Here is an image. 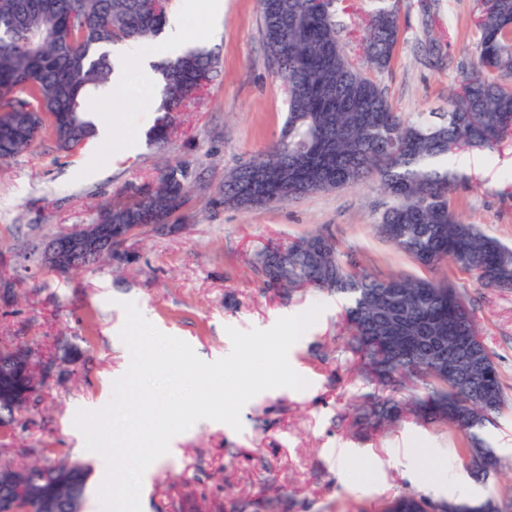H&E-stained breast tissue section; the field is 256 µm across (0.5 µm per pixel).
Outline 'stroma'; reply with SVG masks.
Here are the masks:
<instances>
[{
  "mask_svg": "<svg viewBox=\"0 0 512 512\" xmlns=\"http://www.w3.org/2000/svg\"><path fill=\"white\" fill-rule=\"evenodd\" d=\"M475 9L476 0H400L398 43L380 77L396 111L413 115L446 107L448 78L473 39ZM259 25L258 0H224L218 17L205 0H196L184 40L203 41L217 52L219 75L198 103L180 112L164 146L146 139L160 115L162 89L136 78L123 97L108 94L94 105L111 122L112 141L93 139L62 152L44 136L0 163V274L19 265L26 247L59 227L92 223L101 207L128 199L167 168L185 170L189 186L171 219L175 231L138 229L126 245L128 264L104 262L68 276L37 266L13 296L0 289V348L32 350L46 364L39 402L10 436H0V460L81 461L93 467L89 491L100 489L105 474L96 453L85 449L75 416L81 409H103L113 398L112 372L125 360L124 302H135L161 332L184 340L207 362L230 353L227 327L257 329L279 314H300L321 303L324 311L291 352V366L308 387L258 394L243 407L238 431L196 422L184 432L177 457L155 467L142 512H170L186 482L220 503L258 500L270 475L295 500L293 512H381L400 493H424L432 477L427 468L414 480L394 465L403 448L418 443L465 465L466 441L446 425L407 420L366 440L353 434V406L370 387L340 351L342 303L309 290L282 299L255 268L264 247L322 232L332 237L343 262L379 277H445L469 301L509 399L487 435L503 467L473 488L478 497L512 502V292L480 287L455 265L427 271L398 252L376 232L392 200L370 181L262 208L225 205V175L278 138L287 112L284 82L267 59ZM128 144L132 154L121 157ZM487 155L501 163L497 178L461 168L454 207L512 245V141ZM340 448L363 455L342 462L336 458ZM231 449L236 459H229Z\"/></svg>",
  "mask_w": 512,
  "mask_h": 512,
  "instance_id": "1",
  "label": "stroma"
}]
</instances>
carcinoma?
Segmentation results:
<instances>
[{"mask_svg": "<svg viewBox=\"0 0 512 512\" xmlns=\"http://www.w3.org/2000/svg\"><path fill=\"white\" fill-rule=\"evenodd\" d=\"M20 0H0V161L25 152L48 135L61 151L94 136L86 103L110 87V49L142 45L165 32L172 0H32L15 22ZM345 26L335 2L321 13L310 0H261L260 32L268 59L285 80L288 101L277 139L256 159L224 179V202L249 209L376 181L395 203L382 214L378 233L417 265L432 270L452 262L473 273L484 288L512 290V248L463 221L452 202L459 179L439 164L464 149L492 148L512 139V0H483L474 17L471 52L448 85V109L415 117L394 110L379 83L399 38V2L381 0L368 13L362 64L344 51ZM212 50L197 45L153 64L163 79L159 117L151 141L167 142L174 113L197 99L218 76ZM254 170L272 171L278 182L255 186ZM183 172L170 169L138 199L97 213L107 224H167L184 205ZM280 265L266 283L286 296L313 289L345 300L342 352L375 390L359 396L355 433L368 438L411 414L425 423L456 428L466 454L480 459L476 478L501 467L485 437L507 404L501 373L482 340L468 303L450 282L393 275L379 278L342 262L331 238L312 233L277 248ZM117 257L104 251L78 258L70 271L91 269ZM448 336L457 375L423 337ZM37 366L25 372L0 362V422L12 424L37 386ZM408 392L409 398L401 397ZM32 483L56 503V512H81L73 487L85 492L91 474L80 461L28 466ZM38 498L0 490V512L31 507ZM265 512H291L293 500L277 486L262 503ZM383 512H503L497 499L433 501L415 492L387 502Z\"/></svg>", "mask_w": 512, "mask_h": 512, "instance_id": "cac0c4a2", "label": "carcinoma"}]
</instances>
